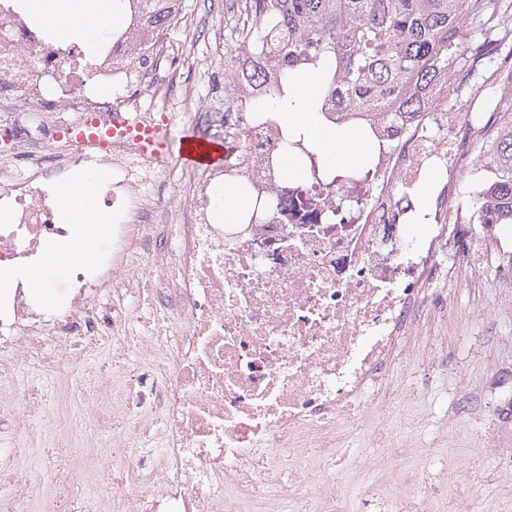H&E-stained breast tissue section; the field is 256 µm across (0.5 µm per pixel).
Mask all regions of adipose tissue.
<instances>
[{"mask_svg":"<svg viewBox=\"0 0 512 512\" xmlns=\"http://www.w3.org/2000/svg\"><path fill=\"white\" fill-rule=\"evenodd\" d=\"M26 6L40 20L51 22L60 37L81 38L92 44L102 34L107 16L119 12L121 0H26ZM317 96L316 80L305 77L293 81L286 95L275 103L273 110L285 138L303 136L318 148L326 165L360 164L369 150L363 136L350 128H327L316 109ZM94 188L95 179L88 175L62 196L61 206L73 215L78 229L66 245L49 252L45 266L28 271L43 302L51 300L46 285L50 272L66 269L74 259L94 253L101 226L94 206Z\"/></svg>","mask_w":512,"mask_h":512,"instance_id":"adipose-tissue-1","label":"adipose tissue"}]
</instances>
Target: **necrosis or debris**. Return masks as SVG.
Wrapping results in <instances>:
<instances>
[{"mask_svg":"<svg viewBox=\"0 0 512 512\" xmlns=\"http://www.w3.org/2000/svg\"><path fill=\"white\" fill-rule=\"evenodd\" d=\"M162 42L117 29L92 56L33 21L21 0H0V141L12 155L0 167V212L10 215L0 224V385H15L13 364L35 360L51 371L73 346L106 337L114 357L126 358L139 330L150 363L106 410L113 428L138 424L145 451L119 449L120 484L100 512L116 499L133 512H246L272 486L287 512H307L294 492L303 469L274 482L258 452L307 448L331 459L356 423L354 401L419 343L425 306L440 310L425 288L448 251L469 257L475 278L512 288V251L490 208L464 206L457 187L459 173L477 167L475 145L494 146L496 132L468 120L470 72L452 63L427 92L434 109L376 120L383 149L367 180L332 195L315 191L307 173L286 192L275 176L287 162L278 131L252 112L253 85L236 80L225 87L235 107L224 117L233 135L224 166L188 178L161 234L145 221L159 202L142 190L150 173L135 170L131 142L102 152L61 144L68 113L106 126L126 107L103 99L105 90L157 97L170 68ZM437 129L447 145L428 139ZM428 169L443 172L434 221L415 224L396 191ZM89 173L109 236L91 259L73 261L46 308L24 273L73 234L59 197ZM235 177L261 197L254 223L216 218V192ZM340 194L352 200L341 214ZM126 296L144 312L130 316L119 303Z\"/></svg>","mask_w":512,"mask_h":512,"instance_id":"necrosis-or-debris-1","label":"necrosis or debris"}]
</instances>
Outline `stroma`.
Listing matches in <instances>:
<instances>
[{
	"label": "stroma",
	"instance_id": "35a3bbf8",
	"mask_svg": "<svg viewBox=\"0 0 512 512\" xmlns=\"http://www.w3.org/2000/svg\"><path fill=\"white\" fill-rule=\"evenodd\" d=\"M234 2L184 0L185 16L198 24L197 39L187 40L177 23L167 31L166 49L182 51L185 61L167 74L166 100H145L140 105L152 120L165 123L175 156L169 175L143 186L164 206L153 223H167L166 207L180 200L179 179L190 172L176 159L183 141L191 136L217 147L224 144L223 123L196 124L186 115L199 107L224 108L219 86L235 45L236 35L228 23ZM443 264L455 269L454 279L434 283L436 293L448 301L447 330L422 337L413 354L369 387L357 415L358 427L337 449L332 467L319 460L312 463L299 494L313 510L319 506L323 481L330 476L347 495L345 512H381L382 500L401 495L400 474L409 463L433 494L435 512L455 509L451 491L442 481L446 472L454 473L458 485L470 490L468 512H512V494L504 492L505 486H512V477L489 479L482 464L487 455L484 441L492 431L491 414L512 388V367L504 362L512 355V312L500 310L504 291L497 284L475 281L464 267L454 266L452 258H445ZM72 357L74 368L59 372L35 363L20 365V385L0 390V402L15 411L14 417L0 422V448L24 451L15 463L28 488L24 512H48L49 498L57 493V479L46 468V460L63 462L65 472L78 477L97 478L100 494L107 496L117 470L113 446L136 443L133 435L106 433L91 464L81 443L59 445L62 425L57 412L80 401L87 373H97L99 391L106 398L130 379L127 364L113 362L110 341L92 351L74 349ZM394 389L406 391L407 396L391 404L387 395Z\"/></svg>",
	"mask_w": 512,
	"mask_h": 512
}]
</instances>
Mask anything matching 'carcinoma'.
Segmentation results:
<instances>
[{"mask_svg": "<svg viewBox=\"0 0 512 512\" xmlns=\"http://www.w3.org/2000/svg\"><path fill=\"white\" fill-rule=\"evenodd\" d=\"M133 21L145 23L161 0H126ZM248 25H235L237 40H249L259 65L250 80L264 83V65L272 60L278 77L270 90L252 100L266 108L284 95L295 76L319 78L317 103L341 94L350 104L384 109L390 100L408 110L431 108L423 91L448 76V54L458 53L462 67L470 57L459 51L469 43L483 69L495 73L512 59V47L490 33L512 19V0H264ZM512 107L496 92L470 115ZM496 183L491 200L496 221L512 225V120L501 128L496 152Z\"/></svg>", "mask_w": 512, "mask_h": 512, "instance_id": "cac0c4a2", "label": "carcinoma"}]
</instances>
